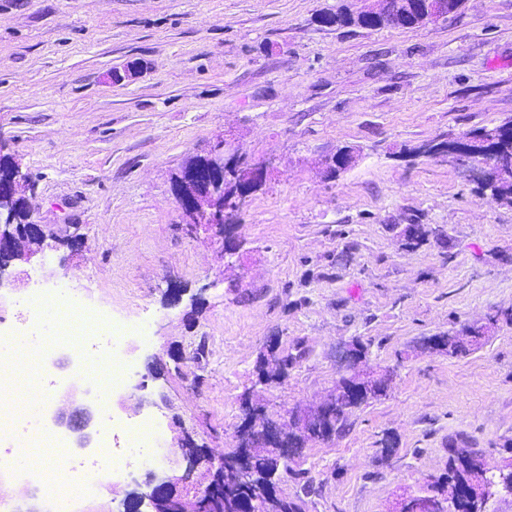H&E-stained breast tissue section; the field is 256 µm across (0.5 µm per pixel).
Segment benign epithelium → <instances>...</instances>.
<instances>
[{
	"label": "benign epithelium",
	"instance_id": "obj_1",
	"mask_svg": "<svg viewBox=\"0 0 512 512\" xmlns=\"http://www.w3.org/2000/svg\"><path fill=\"white\" fill-rule=\"evenodd\" d=\"M404 15L413 16L420 24H428L448 17L445 0H406ZM386 0H353L352 10L357 15L371 14L386 8ZM500 127L478 135L466 134L438 145L432 141L417 148V153L446 159L469 182L481 188H488L502 165V153L497 143ZM358 155L344 148L324 159L327 168L340 173L356 165ZM272 166L267 161L249 162L238 154L233 146V137L220 136L200 156L198 162L181 171L173 190L181 209L183 223L216 237L224 238V255L233 258L238 254L237 241L228 235L234 215L251 202L254 189L268 182ZM25 176L16 169L13 175L0 182V286L4 275L12 268L30 262L33 255L47 248L63 246L76 251L82 244L77 236L53 239L48 243L43 225L32 217L17 223L15 202ZM480 336L441 335L431 347L456 356L472 346L478 345ZM357 344L349 345L341 357L343 377L352 380V398L366 394L381 395L386 390L388 378L384 375L363 376L351 371ZM259 409L245 404V416L239 428V446L232 458H218L206 454L191 438H186L184 459L186 472H191L200 463L208 465L211 479L203 487L193 488L192 509H187L184 498L176 494L174 484L166 478L151 473L144 482L145 489L129 491L123 500V512H201L202 506L215 498L222 489L224 473L232 470L236 484L243 490L260 487L258 472L253 464L254 449L264 448L279 460H292L300 445L288 436L283 424L274 418H267L261 428L253 425V418ZM96 410L80 404L72 413L60 412L56 416L59 424L76 434V443L83 448L91 442ZM507 473L483 476L474 482L462 496L454 492L440 494L430 492L424 496L409 495L403 499L397 512H485L489 499L507 494L512 496V462L506 466ZM278 498L274 477H269L264 490L252 496L243 504L240 512H272L273 500Z\"/></svg>",
	"mask_w": 512,
	"mask_h": 512
}]
</instances>
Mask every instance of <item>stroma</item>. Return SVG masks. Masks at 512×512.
Listing matches in <instances>:
<instances>
[{
  "mask_svg": "<svg viewBox=\"0 0 512 512\" xmlns=\"http://www.w3.org/2000/svg\"><path fill=\"white\" fill-rule=\"evenodd\" d=\"M335 2L0 0V141L38 221L83 238L28 266L31 287L81 288L148 324L128 341L144 404L112 412L160 426L158 474L206 485L179 437L235 451L247 399L290 423L327 400L355 339L358 371L388 375V390L344 434L302 446L303 512H393L445 472L450 441L490 472L512 459V202L410 153L512 120V0L377 30L319 25ZM227 130L275 167L229 229L232 262L221 238L187 231L173 194ZM344 146L359 161L331 175L323 160ZM409 224L431 231L413 244ZM173 288L187 291L176 306ZM473 324L487 330L466 353L419 346ZM274 336L295 361L264 385Z\"/></svg>",
  "mask_w": 512,
  "mask_h": 512,
  "instance_id": "obj_1",
  "label": "stroma"
}]
</instances>
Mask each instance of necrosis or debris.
Instances as JSON below:
<instances>
[{
  "instance_id": "necrosis-or-debris-1",
  "label": "necrosis or debris",
  "mask_w": 512,
  "mask_h": 512,
  "mask_svg": "<svg viewBox=\"0 0 512 512\" xmlns=\"http://www.w3.org/2000/svg\"><path fill=\"white\" fill-rule=\"evenodd\" d=\"M23 306L29 314L23 335L38 348L36 368L45 369L51 350H78L82 353L78 381L98 390H116L126 384L130 365L123 343L128 337L145 335L144 323L106 318L102 309L67 288L33 291ZM47 446L68 470L50 488L49 512H80V504L93 494L101 472L118 477L139 465L158 448L159 435L151 423L129 422L116 430L105 423L97 457L74 455L68 441L52 432L47 435Z\"/></svg>"
}]
</instances>
